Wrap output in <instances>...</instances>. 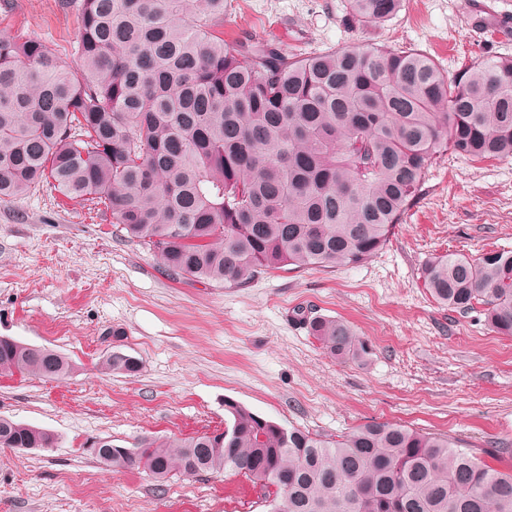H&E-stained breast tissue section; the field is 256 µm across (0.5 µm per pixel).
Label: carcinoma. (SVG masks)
Masks as SVG:
<instances>
[{
  "label": "carcinoma",
  "mask_w": 512,
  "mask_h": 512,
  "mask_svg": "<svg viewBox=\"0 0 512 512\" xmlns=\"http://www.w3.org/2000/svg\"><path fill=\"white\" fill-rule=\"evenodd\" d=\"M401 0H348L354 25L385 23ZM224 0H82L73 69L40 40L0 37V201L43 182L101 207L166 275L244 287L290 266H357L388 243L427 169L450 152L512 158V56L450 77L417 49L341 46L308 56L226 38ZM441 306L478 312L512 336V251L432 258ZM331 357L368 352L353 327L299 307ZM113 343L102 367L136 376ZM57 351L0 336V373L62 382ZM9 447L54 436L0 417ZM95 458L162 483L226 472L262 492L265 512H512V465L496 469L445 435L370 421L327 438L224 398V430L110 439Z\"/></svg>",
  "instance_id": "cac0c4a2"
}]
</instances>
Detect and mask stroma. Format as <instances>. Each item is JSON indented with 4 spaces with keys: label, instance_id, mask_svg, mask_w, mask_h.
<instances>
[{
    "label": "stroma",
    "instance_id": "1",
    "mask_svg": "<svg viewBox=\"0 0 512 512\" xmlns=\"http://www.w3.org/2000/svg\"><path fill=\"white\" fill-rule=\"evenodd\" d=\"M348 0H226L231 36L276 38L310 54L352 45L414 48L449 74L475 57L512 55L472 24L512 0H403L388 22H344ZM78 0H0V35L37 37L69 65ZM512 250V159L433 161L389 243L359 266L281 269L242 288L167 277L111 216L49 184L0 201V336L71 358L65 381L0 374V416L46 429L55 447L0 450V512H263L261 493L227 473L157 484L97 461L112 438H184L223 429L224 400L286 427L333 436L371 420L443 433L512 463V338L479 313L440 307L421 270L445 253ZM303 307L349 321L369 347L338 360L293 318ZM139 357L136 377L100 363L112 328ZM93 472L85 489L72 476Z\"/></svg>",
    "mask_w": 512,
    "mask_h": 512
}]
</instances>
